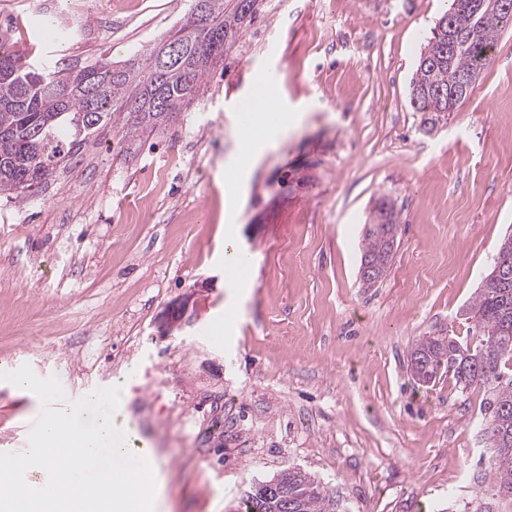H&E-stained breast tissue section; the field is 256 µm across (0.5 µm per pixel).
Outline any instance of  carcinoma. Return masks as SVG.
Wrapping results in <instances>:
<instances>
[{
    "mask_svg": "<svg viewBox=\"0 0 512 512\" xmlns=\"http://www.w3.org/2000/svg\"><path fill=\"white\" fill-rule=\"evenodd\" d=\"M249 8L242 7L243 2ZM259 0H191L180 26L161 42L180 43V64L162 71L155 47L123 63L106 61L76 72L22 66L0 43V195L20 202L56 177L102 128L112 126L120 141L135 144L164 125L174 112L204 92L211 68L224 60L244 27L257 14ZM496 0H452L458 40L448 49V13H443L420 51L410 81V104L435 126L468 98L452 102L448 88L459 75L475 80L488 68L500 33L512 27V13ZM399 230L398 216L385 199L364 226L360 264L371 288L387 275ZM491 271L465 308L478 343L450 336H421L410 350V371L422 383L450 373L467 389L491 385L484 402V436L491 445L488 472L498 493L512 497V234L498 248ZM288 482V506L274 491L251 484L244 512H336L334 496L307 473L287 469L276 475Z\"/></svg>",
    "mask_w": 512,
    "mask_h": 512,
    "instance_id": "1",
    "label": "carcinoma"
}]
</instances>
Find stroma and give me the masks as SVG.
I'll return each mask as SVG.
<instances>
[{
  "mask_svg": "<svg viewBox=\"0 0 512 512\" xmlns=\"http://www.w3.org/2000/svg\"><path fill=\"white\" fill-rule=\"evenodd\" d=\"M190 0H0V37L61 68L155 44ZM451 0H263L203 95L120 152L89 142L25 202L0 197V372L57 377L66 403L121 384L163 479L154 512H236L288 468L336 512H512L485 471V390L414 383L420 336L472 341L462 309L512 233V29L433 131L410 105ZM297 118L239 187V103L257 78ZM392 264L359 278L380 198ZM250 263L237 288L224 254ZM176 320L174 330L162 327ZM42 405L0 381V451Z\"/></svg>",
  "mask_w": 512,
  "mask_h": 512,
  "instance_id": "stroma-1",
  "label": "stroma"
}]
</instances>
